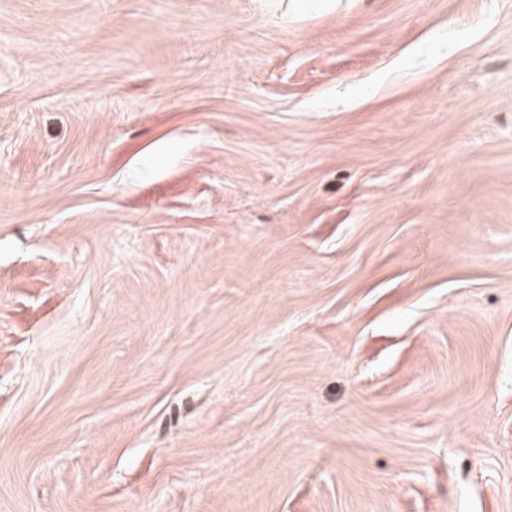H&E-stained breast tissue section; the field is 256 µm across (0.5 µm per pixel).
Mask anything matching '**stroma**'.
<instances>
[{
    "label": "stroma",
    "mask_w": 512,
    "mask_h": 512,
    "mask_svg": "<svg viewBox=\"0 0 512 512\" xmlns=\"http://www.w3.org/2000/svg\"><path fill=\"white\" fill-rule=\"evenodd\" d=\"M0 0V512H512V0Z\"/></svg>",
    "instance_id": "35a3bbf8"
}]
</instances>
